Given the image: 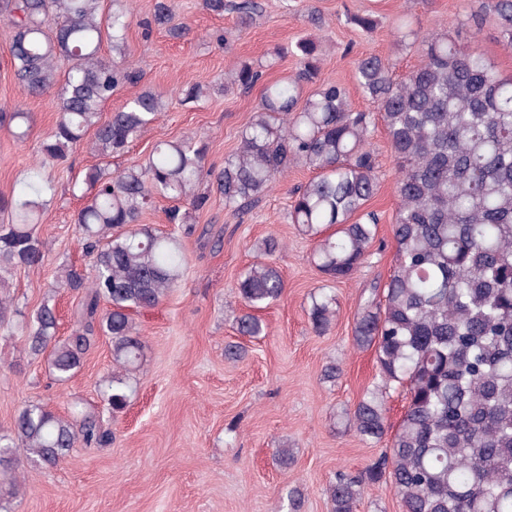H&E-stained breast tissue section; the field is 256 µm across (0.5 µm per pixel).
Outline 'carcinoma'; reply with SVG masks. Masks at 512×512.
<instances>
[{
  "label": "carcinoma",
  "mask_w": 512,
  "mask_h": 512,
  "mask_svg": "<svg viewBox=\"0 0 512 512\" xmlns=\"http://www.w3.org/2000/svg\"><path fill=\"white\" fill-rule=\"evenodd\" d=\"M499 41L512 48V0H485ZM0 18L13 30L8 47L18 82L33 95L56 94L58 120L40 148L41 161L68 162L86 136L102 157L120 155L167 108L165 95L145 90L103 118L106 103L142 75L126 58L130 0H0ZM170 0H156L152 22L176 36ZM400 42L422 63L402 78L389 61L368 55L355 77L373 109L352 106L345 88L320 77L319 44L294 47L298 70L264 87L240 145L215 171L207 148L191 140L155 145L144 165L113 175L92 168L81 175L84 206L78 242L92 258L89 274L62 268V285L82 293L78 324L58 336L56 306L45 300L28 332V348L48 353L54 380L80 369L94 335L112 342V373L101 380L107 408L126 406L143 345L132 315L157 306L181 280L186 255L178 237L139 224L155 199L187 201L202 209L198 192L213 179L224 206H251L296 165L315 176L293 190L291 223L314 243L312 262L332 281L350 278L370 256L378 215L367 210L378 187L369 142L375 116L384 122L398 176L395 243L387 280L371 288L354 324L359 347H374L379 383L366 390L347 425L363 439L390 435L386 453L367 480L388 478L403 512H512V77L503 76L475 45L446 31L401 27ZM114 57L100 56L104 39ZM265 65L239 62L224 83L247 90ZM30 183L0 197V288L21 268L42 263L39 199ZM236 294L247 312L236 319L242 336L262 335L254 311L279 300L286 282L269 262L239 276ZM109 309L100 311V303ZM336 295L311 296L309 318L324 332ZM392 391L408 400L395 430L385 402ZM112 432L97 416H61L45 405H25L13 428L0 434V486H19L20 454L34 470L53 467L79 447L101 448ZM363 479L339 474L328 489L331 512H353Z\"/></svg>",
  "instance_id": "carcinoma-1"
}]
</instances>
